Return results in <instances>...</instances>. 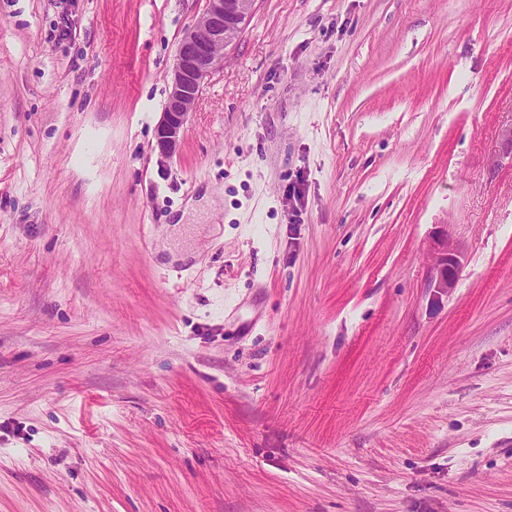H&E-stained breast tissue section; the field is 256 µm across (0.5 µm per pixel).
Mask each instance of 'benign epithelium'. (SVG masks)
Here are the masks:
<instances>
[{"instance_id": "1", "label": "benign epithelium", "mask_w": 512, "mask_h": 512, "mask_svg": "<svg viewBox=\"0 0 512 512\" xmlns=\"http://www.w3.org/2000/svg\"><path fill=\"white\" fill-rule=\"evenodd\" d=\"M255 0H207L199 23L179 42L177 59L168 79V95L155 133L154 149L162 158L180 148L185 126L201 95L205 79L223 60V51L251 14ZM458 269L455 251L448 239L436 243L434 292L446 293L454 286Z\"/></svg>"}]
</instances>
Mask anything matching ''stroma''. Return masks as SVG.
I'll return each instance as SVG.
<instances>
[{
  "label": "stroma",
  "instance_id": "1",
  "mask_svg": "<svg viewBox=\"0 0 512 512\" xmlns=\"http://www.w3.org/2000/svg\"><path fill=\"white\" fill-rule=\"evenodd\" d=\"M205 7L0 0V512H512V0H256L162 161ZM436 274L432 277L431 288L435 293H446L453 288L458 269V260L455 251L448 247V239H440L436 243Z\"/></svg>",
  "mask_w": 512,
  "mask_h": 512
}]
</instances>
